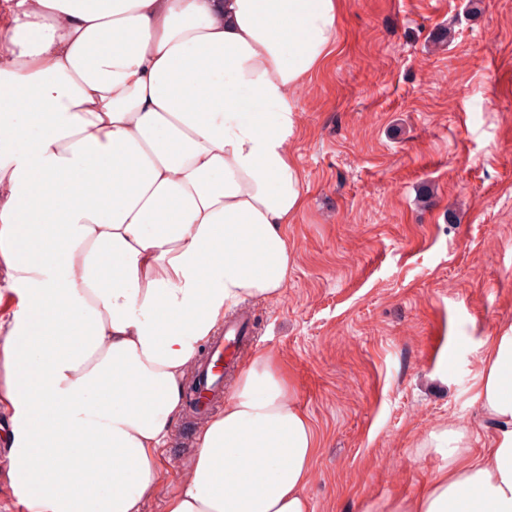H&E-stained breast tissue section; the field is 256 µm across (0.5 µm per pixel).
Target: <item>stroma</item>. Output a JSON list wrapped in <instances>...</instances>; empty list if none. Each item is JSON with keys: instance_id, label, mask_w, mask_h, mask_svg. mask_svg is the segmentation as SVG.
Masks as SVG:
<instances>
[{"instance_id": "obj_1", "label": "stroma", "mask_w": 512, "mask_h": 512, "mask_svg": "<svg viewBox=\"0 0 512 512\" xmlns=\"http://www.w3.org/2000/svg\"><path fill=\"white\" fill-rule=\"evenodd\" d=\"M305 206L280 297L246 302L319 448L313 512L416 496L430 432L495 436L476 394L512 326V0H342L337 47L296 94ZM202 420L180 419L164 489Z\"/></svg>"}]
</instances>
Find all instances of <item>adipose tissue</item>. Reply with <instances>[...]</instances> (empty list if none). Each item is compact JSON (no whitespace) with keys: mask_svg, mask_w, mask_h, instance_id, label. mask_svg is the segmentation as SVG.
<instances>
[{"mask_svg":"<svg viewBox=\"0 0 512 512\" xmlns=\"http://www.w3.org/2000/svg\"><path fill=\"white\" fill-rule=\"evenodd\" d=\"M339 0H0V408L25 512H144L203 343L279 297L304 204L292 99L338 43ZM477 398L486 455L378 512H512V328ZM164 512H311L318 439L251 356ZM40 468V482L31 479Z\"/></svg>","mask_w":512,"mask_h":512,"instance_id":"obj_1","label":"adipose tissue"}]
</instances>
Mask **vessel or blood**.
Instances as JSON below:
<instances>
[{"label":"vessel or blood","mask_w":512,"mask_h":512,"mask_svg":"<svg viewBox=\"0 0 512 512\" xmlns=\"http://www.w3.org/2000/svg\"><path fill=\"white\" fill-rule=\"evenodd\" d=\"M249 335L244 319L236 318L226 323L223 333L212 340L200 364L198 389L189 394L188 409L202 411L210 407L214 395L224 389L225 371L236 367L239 349L248 341Z\"/></svg>","instance_id":"vessel-or-blood-1"}]
</instances>
